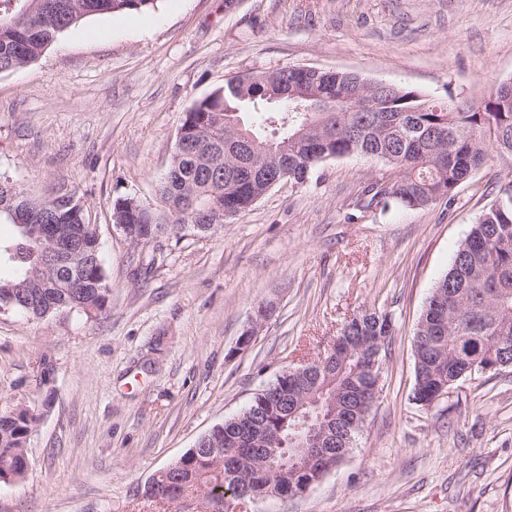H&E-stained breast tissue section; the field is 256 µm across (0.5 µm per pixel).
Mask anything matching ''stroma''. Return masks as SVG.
<instances>
[{"label": "stroma", "mask_w": 512, "mask_h": 512, "mask_svg": "<svg viewBox=\"0 0 512 512\" xmlns=\"http://www.w3.org/2000/svg\"><path fill=\"white\" fill-rule=\"evenodd\" d=\"M285 65L477 102L512 79V0H160L89 18L0 73V176L82 197L110 286L92 318L0 314V414L39 416L29 473L0 482V512H174L144 485L365 309L394 333L353 448L302 497L241 512H512V367L429 407L413 399L419 316L512 185L511 159L490 153L450 204L358 210L362 187L395 173L349 155L202 237L142 246L113 224L117 197L158 205L195 99ZM266 301L274 312L241 345Z\"/></svg>", "instance_id": "obj_1"}]
</instances>
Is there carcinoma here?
Instances as JSON below:
<instances>
[{
  "label": "carcinoma",
  "mask_w": 512,
  "mask_h": 512,
  "mask_svg": "<svg viewBox=\"0 0 512 512\" xmlns=\"http://www.w3.org/2000/svg\"><path fill=\"white\" fill-rule=\"evenodd\" d=\"M158 0H0V73L19 70L37 60L70 28L99 15L143 12ZM491 112L471 105L454 110L455 100H437L408 88L379 93L364 79L346 71L301 72L283 66L252 71L227 80L194 101L179 127L192 141L189 151L171 156L160 183L162 206L144 208L130 225L135 244L157 238L181 240L195 228L194 210L209 212L214 224L226 223L225 212L241 214L255 205L249 173L258 170L266 182L281 177L302 186L320 163L356 154L384 161L396 170L389 187H365L361 206L391 204L421 208L438 201L452 202L460 185L484 166L489 148L512 157V99L496 87ZM369 96L370 112L357 110ZM84 203L73 191L39 196L22 189L0 190V222L14 226L10 240L0 243V260L12 267L0 274V290H13L9 310L34 319L63 312L96 315L108 295L103 263L90 267L77 286L68 276L44 263L48 242L31 224H74L83 237L98 241L95 229L82 225L77 212ZM26 216L27 227L15 224L13 214ZM393 332L388 316L365 310L347 319L338 336L349 349L336 362L305 377L275 379L255 393L242 414L224 420L204 434L207 441L187 452L182 465L166 467L145 484L142 497L165 498L180 504L184 494L211 497L238 491L247 500L293 497L340 463L363 426L367 410L358 401L374 382L357 351L366 336L379 339L386 351ZM414 399H431L441 384L450 386L473 375L472 364L512 361V188L486 208L453 264L428 298L415 329ZM294 406L312 416L318 429H327L325 454L309 458L284 474L271 475L264 456L249 450L241 417L261 431L293 434ZM37 417L28 409L0 415V482L26 476L30 463L25 448ZM238 449L234 472L219 467L223 455Z\"/></svg>",
  "instance_id": "obj_1"
}]
</instances>
